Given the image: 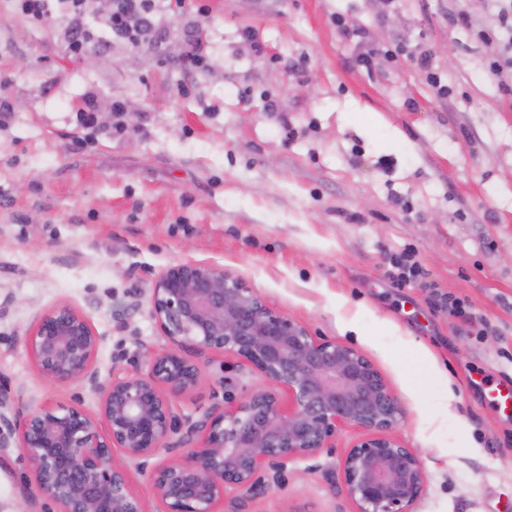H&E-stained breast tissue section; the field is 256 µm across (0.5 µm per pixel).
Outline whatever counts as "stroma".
Returning <instances> with one entry per match:
<instances>
[{
  "label": "stroma",
  "instance_id": "35a3bbf8",
  "mask_svg": "<svg viewBox=\"0 0 512 512\" xmlns=\"http://www.w3.org/2000/svg\"><path fill=\"white\" fill-rule=\"evenodd\" d=\"M461 11L472 28L452 23ZM155 22L158 42L113 41L92 66L69 51L63 8L36 27L0 0V413L98 409L30 359L43 313L78 310L101 376L131 371L167 346L156 279L212 264L373 363L422 463L414 512H512V409L491 397L512 380V71L489 74L503 45L478 36L498 25L494 0H161ZM193 33L203 61L186 69ZM405 252L422 276L400 286ZM199 361L178 412L268 387L234 355ZM360 435L342 427L223 512H357L339 483ZM56 510L0 433V512Z\"/></svg>",
  "mask_w": 512,
  "mask_h": 512
}]
</instances>
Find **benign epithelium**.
I'll return each mask as SVG.
<instances>
[{"label": "benign epithelium", "instance_id": "benign-epithelium-1", "mask_svg": "<svg viewBox=\"0 0 512 512\" xmlns=\"http://www.w3.org/2000/svg\"><path fill=\"white\" fill-rule=\"evenodd\" d=\"M150 302L169 346L134 372L100 376L101 336L69 306L41 315L27 337L45 380L80 381L99 398L93 414L75 406L0 414V430L17 436L34 482L59 512H148L130 485V462L148 476L154 512H219L228 491L278 482L288 463L330 447L345 425L362 430L342 461L357 512H412L424 487L421 461L394 437L398 403L361 353L316 339L222 267L172 265ZM188 348L240 358L271 390L239 399L226 392L223 407L196 418L178 413L176 399L203 375Z\"/></svg>", "mask_w": 512, "mask_h": 512}]
</instances>
